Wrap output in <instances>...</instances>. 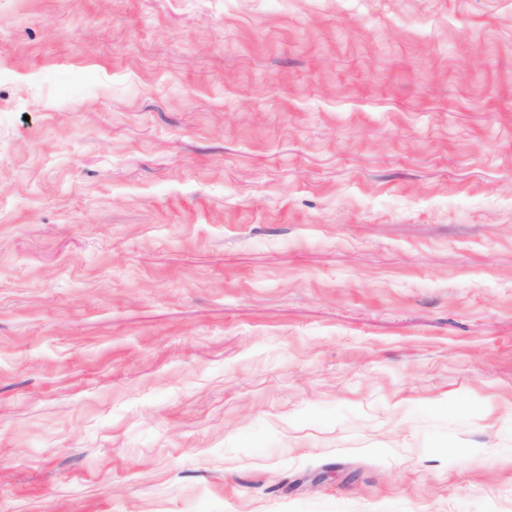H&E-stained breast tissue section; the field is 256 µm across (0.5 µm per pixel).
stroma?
Returning <instances> with one entry per match:
<instances>
[{
    "mask_svg": "<svg viewBox=\"0 0 512 512\" xmlns=\"http://www.w3.org/2000/svg\"><path fill=\"white\" fill-rule=\"evenodd\" d=\"M0 512H512V0H0Z\"/></svg>",
    "mask_w": 512,
    "mask_h": 512,
    "instance_id": "stroma-1",
    "label": "stroma"
}]
</instances>
